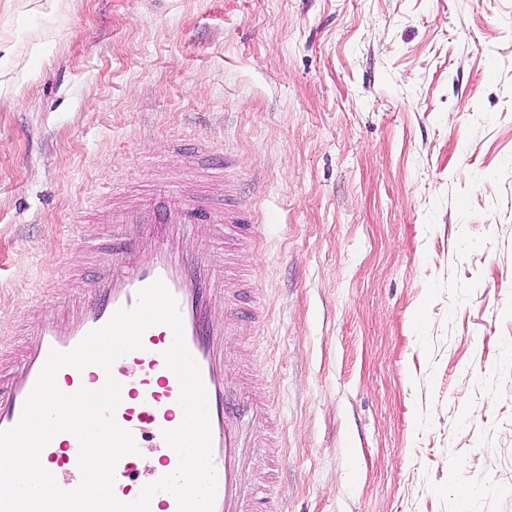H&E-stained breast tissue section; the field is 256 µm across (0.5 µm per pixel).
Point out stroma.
<instances>
[{
  "label": "stroma",
  "instance_id": "obj_1",
  "mask_svg": "<svg viewBox=\"0 0 512 512\" xmlns=\"http://www.w3.org/2000/svg\"><path fill=\"white\" fill-rule=\"evenodd\" d=\"M256 210L226 350L285 512H512V0H0V351L113 194Z\"/></svg>",
  "mask_w": 512,
  "mask_h": 512
}]
</instances>
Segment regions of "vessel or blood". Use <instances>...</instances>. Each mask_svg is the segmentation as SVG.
<instances>
[{"label": "vessel or blood", "instance_id": "obj_1", "mask_svg": "<svg viewBox=\"0 0 512 512\" xmlns=\"http://www.w3.org/2000/svg\"><path fill=\"white\" fill-rule=\"evenodd\" d=\"M257 222L256 214L238 203L230 179L220 195L200 193L188 200L174 188L114 206L108 226L111 267L94 277L78 275V303L64 309L49 304L38 308L33 336L16 371L0 378V430L18 422L50 350L73 348L116 310L133 307L138 291L159 279L178 302L184 339L207 391L217 475L214 512H278L260 497L259 479L246 469L248 453L268 446L264 434L268 410L245 391L224 359V344L238 335L242 321L238 292L217 279L215 259L202 246L208 238L233 247L252 237ZM173 340L170 327L155 325L145 331L142 349L119 358L111 373L90 365L80 371L65 367L56 375L57 383L70 393L82 387L100 388L110 375L121 383L115 419L132 433L138 448L152 446L158 460L151 473L155 480L178 465L176 452L163 437L164 430L176 428L183 417L179 383L164 359ZM78 456L77 438L61 433L44 447L40 460L62 489L71 490L81 480ZM114 474L115 497L135 500L142 486L134 455L120 458Z\"/></svg>", "mask_w": 512, "mask_h": 512}]
</instances>
